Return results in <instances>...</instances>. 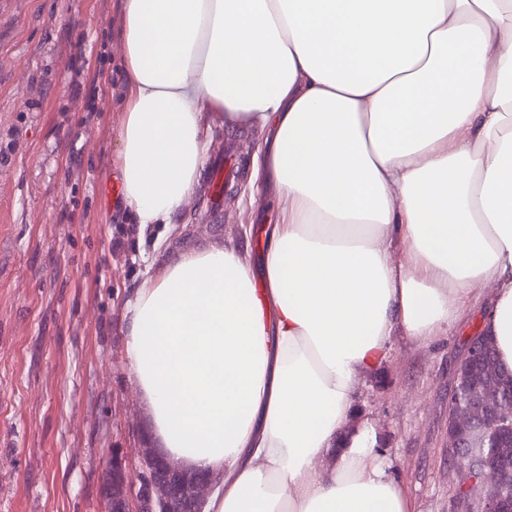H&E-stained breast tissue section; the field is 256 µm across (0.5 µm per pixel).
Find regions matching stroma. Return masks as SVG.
Listing matches in <instances>:
<instances>
[{"label":"stroma","instance_id":"1","mask_svg":"<svg viewBox=\"0 0 512 512\" xmlns=\"http://www.w3.org/2000/svg\"><path fill=\"white\" fill-rule=\"evenodd\" d=\"M122 0H0V512H109L107 473L150 446L128 378L124 307L166 260L234 240L260 268L279 221L255 172L267 136L213 115L211 150L243 165L235 198L205 213L196 187L172 225L140 224L119 179L128 97ZM484 299L429 344L393 338L357 393L387 472L412 512H448L463 481L449 462L448 391Z\"/></svg>","mask_w":512,"mask_h":512}]
</instances>
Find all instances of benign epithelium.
Instances as JSON below:
<instances>
[{
  "label": "benign epithelium",
  "instance_id": "1",
  "mask_svg": "<svg viewBox=\"0 0 512 512\" xmlns=\"http://www.w3.org/2000/svg\"><path fill=\"white\" fill-rule=\"evenodd\" d=\"M479 333L469 338L448 393V458L466 473L448 512H504V488H512V455L502 447L512 436V410L503 407L501 389L474 379L473 365L491 349ZM216 479L204 471L184 474L153 448L141 449V471L131 478L122 458L112 456V512H206Z\"/></svg>",
  "mask_w": 512,
  "mask_h": 512
}]
</instances>
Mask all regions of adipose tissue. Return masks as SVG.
<instances>
[{
	"mask_svg": "<svg viewBox=\"0 0 512 512\" xmlns=\"http://www.w3.org/2000/svg\"><path fill=\"white\" fill-rule=\"evenodd\" d=\"M119 168L169 224L209 118L271 134L282 220L255 278L233 242L125 303L133 387L166 455L224 477L209 512H409L355 393L390 341L490 291L512 371V0H124Z\"/></svg>",
	"mask_w": 512,
	"mask_h": 512,
	"instance_id": "1",
	"label": "adipose tissue"
}]
</instances>
